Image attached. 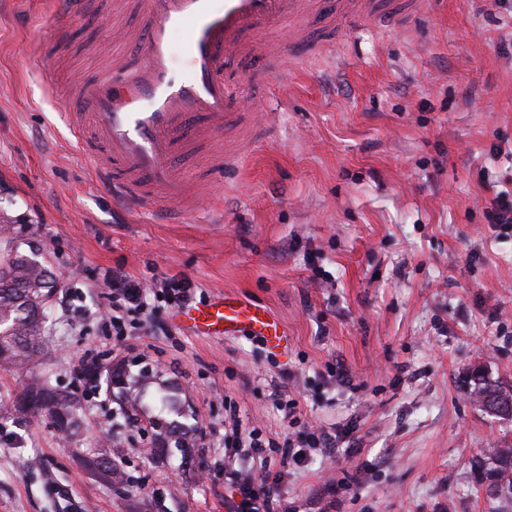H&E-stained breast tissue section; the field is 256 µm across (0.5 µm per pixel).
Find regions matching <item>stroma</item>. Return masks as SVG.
<instances>
[{
  "label": "stroma",
  "mask_w": 512,
  "mask_h": 512,
  "mask_svg": "<svg viewBox=\"0 0 512 512\" xmlns=\"http://www.w3.org/2000/svg\"><path fill=\"white\" fill-rule=\"evenodd\" d=\"M116 3L88 0L51 60L58 0H0V224L56 278L44 351L0 368V397L48 382L82 404L70 434L45 411L0 420V512H236L263 467L280 479L274 512H512L472 465L512 448V419L463 388L476 368L512 387V224L488 218L512 192V10L442 0L280 60L269 90L230 61L239 111L272 123L225 174L223 220L172 224L114 204L64 124L76 79L112 56ZM116 269L186 280L197 306L261 303L288 349L199 335L161 302L114 338L98 307ZM118 363L151 373L139 399L108 401L81 375ZM233 411L273 448L225 446ZM296 427L335 435L334 457L289 465L278 444ZM99 452L126 482L89 466Z\"/></svg>",
  "instance_id": "stroma-1"
}]
</instances>
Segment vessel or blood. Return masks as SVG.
Here are the masks:
<instances>
[{
  "label": "vessel or blood",
  "mask_w": 512,
  "mask_h": 512,
  "mask_svg": "<svg viewBox=\"0 0 512 512\" xmlns=\"http://www.w3.org/2000/svg\"><path fill=\"white\" fill-rule=\"evenodd\" d=\"M86 0H63L53 16L55 28L77 19ZM306 0H141V20L116 27L112 37L135 45L136 55L113 53L97 75L82 79L75 90L77 108L66 123L93 163L104 189L132 211L162 212L177 218L194 215L211 184L237 169L255 144L240 141L225 151L224 134L235 100L226 80L230 58L277 59L295 50L313 55L319 43L292 30L288 42L262 41L304 10ZM338 19L361 24L382 21L400 26L407 14L378 16L372 0H339ZM185 33L181 52L188 68L173 66L171 36ZM214 144L203 177L181 170L179 160L201 140ZM176 320L204 336L259 338L273 349L287 347L288 337L265 307L227 294L202 307L178 311Z\"/></svg>",
  "instance_id": "1"
}]
</instances>
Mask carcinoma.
I'll list each match as a JSON object with an SVG mask.
<instances>
[{
  "label": "carcinoma",
  "mask_w": 512,
  "mask_h": 512,
  "mask_svg": "<svg viewBox=\"0 0 512 512\" xmlns=\"http://www.w3.org/2000/svg\"><path fill=\"white\" fill-rule=\"evenodd\" d=\"M55 288L54 274L38 255L11 251L0 258V365L29 364L41 355L45 309ZM468 387L470 396L482 407L497 394L512 398V390L490 382L482 372L471 374ZM24 406L53 408L55 421L63 431L78 425L82 411L70 394L49 384L32 392ZM92 464L110 481L125 479V473L102 453L93 457ZM476 474L489 481L487 490L492 495L503 486L512 489V448H498L477 461Z\"/></svg>",
  "instance_id": "obj_1"
}]
</instances>
